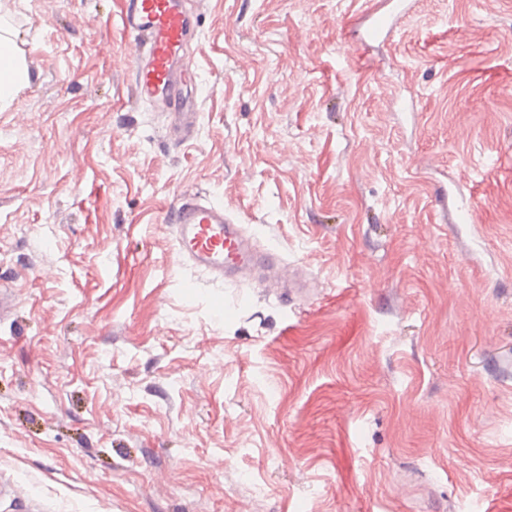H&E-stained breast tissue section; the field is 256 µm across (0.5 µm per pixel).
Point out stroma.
<instances>
[{
	"label": "stroma",
	"instance_id": "stroma-1",
	"mask_svg": "<svg viewBox=\"0 0 512 512\" xmlns=\"http://www.w3.org/2000/svg\"><path fill=\"white\" fill-rule=\"evenodd\" d=\"M381 2L196 0L177 146L121 0H16L0 512H512V0ZM188 194L314 294L177 263ZM403 1H390L387 5H391L388 9L383 10L382 7H378L370 12L368 21L365 28V39L374 40L379 38L384 33L388 34L391 32L394 26L395 12L399 9Z\"/></svg>",
	"mask_w": 512,
	"mask_h": 512
}]
</instances>
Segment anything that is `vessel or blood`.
<instances>
[{"label": "vessel or blood", "instance_id": "b4317fda", "mask_svg": "<svg viewBox=\"0 0 512 512\" xmlns=\"http://www.w3.org/2000/svg\"><path fill=\"white\" fill-rule=\"evenodd\" d=\"M398 0L390 8L370 12L365 37L390 33ZM122 30L135 47L133 90L136 99L169 119V135L182 144L195 131L197 98L185 88L195 72L188 55L189 37L197 17L189 0H123ZM177 257L216 281H237L248 269L272 270L281 296L293 295L295 275L279 252L256 245L243 225L224 212L223 205L203 197L182 196L167 219Z\"/></svg>", "mask_w": 512, "mask_h": 512}]
</instances>
